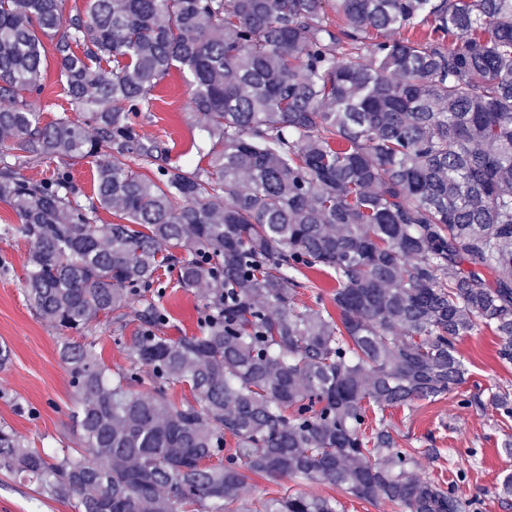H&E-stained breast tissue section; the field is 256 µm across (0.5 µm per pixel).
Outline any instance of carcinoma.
<instances>
[{"label":"carcinoma","instance_id":"obj_1","mask_svg":"<svg viewBox=\"0 0 512 512\" xmlns=\"http://www.w3.org/2000/svg\"><path fill=\"white\" fill-rule=\"evenodd\" d=\"M64 4L0 0V202L19 219L4 234L31 245L30 308L81 336L61 349L74 447L51 456L1 425L0 470L78 512H250L254 476L475 512L415 477L384 413L463 384L457 342L480 325L512 365V0ZM46 38L78 116L43 124L29 98ZM173 67L192 76L209 164L148 175L132 163L169 149L137 118ZM103 148L86 198L69 162ZM33 157L62 163L34 181ZM161 244L180 287L211 285L194 336L164 335ZM310 269L336 280V313L321 293L295 302ZM102 317L116 343L137 325L117 372ZM175 384L190 398L170 401ZM487 401L512 420L509 392L460 399ZM258 512L344 508L295 491ZM93 336H98V351L101 353V358L106 366L111 368L113 371L127 365V345L116 344L109 337L115 335H113V331L111 333V328L108 326V323L105 322L103 317L100 318V324L95 328Z\"/></svg>","mask_w":512,"mask_h":512}]
</instances>
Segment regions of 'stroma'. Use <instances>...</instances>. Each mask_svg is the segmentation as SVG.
<instances>
[{
  "label": "stroma",
  "mask_w": 512,
  "mask_h": 512,
  "mask_svg": "<svg viewBox=\"0 0 512 512\" xmlns=\"http://www.w3.org/2000/svg\"><path fill=\"white\" fill-rule=\"evenodd\" d=\"M40 96L31 107L50 122L68 109V98L58 81L57 59L47 53L43 60ZM188 76L171 69L153 92L150 109L139 118L140 133L169 148L170 162L187 168L206 165L196 150L203 120L188 109ZM18 219L9 205L0 202V350L9 359L0 364V424L9 425L27 446L60 452L68 443L71 419L76 408L67 365L59 357L64 333L35 315L24 294V279L30 245L19 233L4 234L5 226ZM160 275L166 283L164 305L171 315L165 330L171 337L197 334L200 289L186 290L176 283L172 266ZM467 368L463 390L474 388L512 391V367L497 358L498 338L485 327L475 328L457 344ZM460 391L432 401L417 402L409 409H391L386 417L398 431V441L416 451L415 474L442 484L458 482L462 495L479 501V512H512V497L500 493L503 474L512 472V448L505 440L512 435V421L502 422L493 407L467 408ZM312 495H338V488L302 483L286 477L267 480L255 477L243 491L249 501L280 496L285 490ZM0 512H77L74 502L62 501L39 492L35 486L0 471Z\"/></svg>",
  "instance_id": "stroma-1"
}]
</instances>
